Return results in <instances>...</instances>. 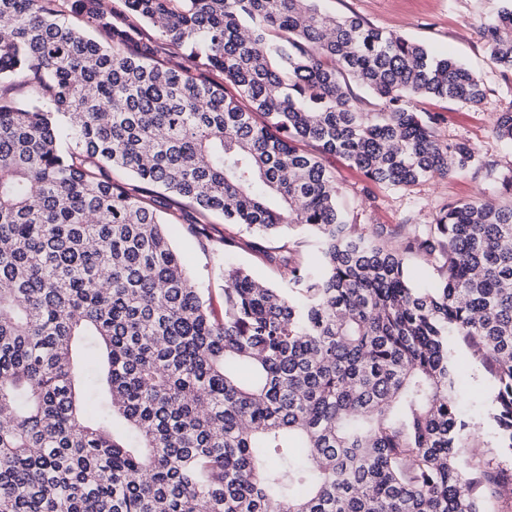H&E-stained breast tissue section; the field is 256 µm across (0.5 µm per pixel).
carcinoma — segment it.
Masks as SVG:
<instances>
[{"instance_id":"1","label":"carcinoma","mask_w":512,"mask_h":512,"mask_svg":"<svg viewBox=\"0 0 512 512\" xmlns=\"http://www.w3.org/2000/svg\"><path fill=\"white\" fill-rule=\"evenodd\" d=\"M320 2L124 0L121 29L101 0H0V512H489L512 484V203L447 204L393 248L403 225L352 223L323 163L387 188L468 168L512 195L411 108L484 84ZM146 26L224 82L127 49ZM482 29L512 70V4ZM492 132L511 142L512 112ZM115 168L189 201L195 237L213 213L280 236L252 247L288 287L229 268L218 314ZM453 337L494 379L483 458Z\"/></svg>"}]
</instances>
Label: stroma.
<instances>
[{
	"label": "stroma",
	"mask_w": 512,
	"mask_h": 512,
	"mask_svg": "<svg viewBox=\"0 0 512 512\" xmlns=\"http://www.w3.org/2000/svg\"><path fill=\"white\" fill-rule=\"evenodd\" d=\"M503 6L504 0H324L322 4L328 13L358 16L376 28L454 57L479 75L486 95L478 106L423 97L415 100L414 107L437 115L441 140L469 142L480 153L493 155L501 166L510 168L512 142L495 139L492 128L498 113L512 109V73L495 63L480 33L481 24L496 20ZM324 163L334 172L340 191L360 224H426L439 209L456 200L478 195L504 204L512 199L498 186H478L472 170L463 169L405 189L375 188V198L369 201L362 193L365 180L360 172L339 156L325 157ZM167 208L181 218L180 223L169 225L170 237L216 311L224 309L225 268L242 267L270 285L285 286L279 266L262 259L250 247L249 237L239 234L237 225L225 223L221 216H211L206 237L198 239L187 233L184 224L192 212L191 205L173 198ZM449 346L465 370L463 417L481 439L479 445L468 446L467 452L481 453L496 442L488 415L490 376L480 360L457 340H450Z\"/></svg>",
	"instance_id": "stroma-1"
}]
</instances>
